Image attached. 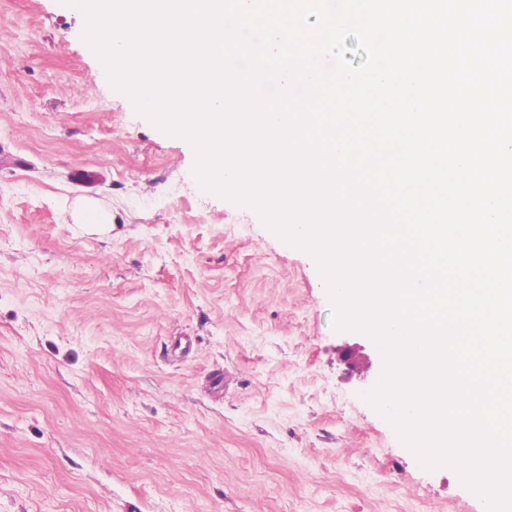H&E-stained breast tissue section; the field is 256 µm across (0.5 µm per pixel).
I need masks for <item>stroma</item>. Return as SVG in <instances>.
I'll return each mask as SVG.
<instances>
[{"label":"stroma","mask_w":512,"mask_h":512,"mask_svg":"<svg viewBox=\"0 0 512 512\" xmlns=\"http://www.w3.org/2000/svg\"><path fill=\"white\" fill-rule=\"evenodd\" d=\"M84 28L0 0V512H475L363 399L382 353L314 257L202 190Z\"/></svg>","instance_id":"obj_1"}]
</instances>
